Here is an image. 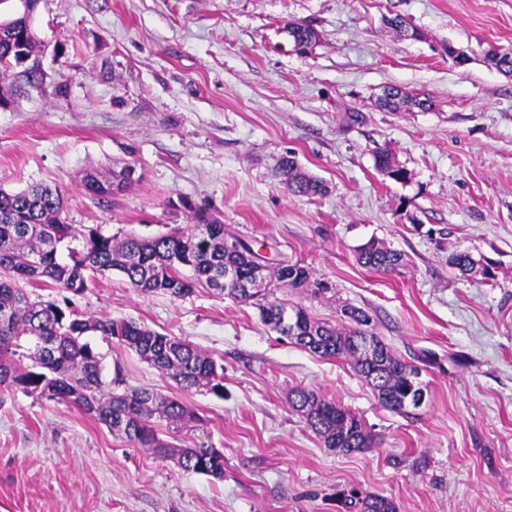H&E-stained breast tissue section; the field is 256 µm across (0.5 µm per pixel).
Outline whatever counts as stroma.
Instances as JSON below:
<instances>
[{
    "mask_svg": "<svg viewBox=\"0 0 512 512\" xmlns=\"http://www.w3.org/2000/svg\"><path fill=\"white\" fill-rule=\"evenodd\" d=\"M396 16L409 33L390 28ZM289 21L319 31L310 54L293 51ZM32 28L36 80H0L1 188L59 187L69 223L120 236L209 207L329 286L276 297L339 326L343 305L363 308L421 368L428 396L393 413L350 364L290 343L252 305L202 286L143 295L107 274L76 298L80 311L144 323L223 365V397L186 394L197 420L159 429L221 450L224 476L184 471L16 391L0 397V512H337L350 487L397 512H512V76L485 58L512 51V0H40ZM391 86L430 109H381ZM381 148L406 181L376 170ZM291 152L328 183L324 196L288 193L280 160ZM129 162L139 179L127 191L85 194V169ZM372 238L405 266H360L355 250ZM459 252L477 273L449 267ZM92 345L105 379L175 393L118 342ZM297 386L356 414L373 448H323L288 404Z\"/></svg>",
    "mask_w": 512,
    "mask_h": 512,
    "instance_id": "35a3bbf8",
    "label": "stroma"
}]
</instances>
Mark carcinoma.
<instances>
[{"mask_svg": "<svg viewBox=\"0 0 512 512\" xmlns=\"http://www.w3.org/2000/svg\"><path fill=\"white\" fill-rule=\"evenodd\" d=\"M9 22L0 30V76L14 71L8 41H26L29 54L36 52L31 17L13 11V0H0V13ZM282 31L293 49L305 55L320 38L311 24L288 22ZM488 62L498 71L512 74V52L495 53ZM392 112L423 108L426 100L391 87L379 99ZM377 169L401 181L406 170L386 152L375 156ZM288 193L298 197L322 196L325 182L299 170L294 155L282 159ZM130 165L103 180L88 172L82 180L85 193L101 199L128 188ZM64 195L57 188L33 185L13 192L0 188V391H21L47 401L74 407L113 434L141 448L170 458L185 471L215 478L224 476V454L215 448H176L159 438L156 420L178 424L196 417L178 396L150 388H112L103 377L102 356L89 337L117 340L160 373L175 381L180 391L205 389L224 397V366L180 337L160 333L143 323L124 318H97L78 312L71 297L83 295L93 280L117 272L141 294L189 295L200 284L232 299L252 304L261 321L291 343L323 358L350 361L356 373L386 409L404 414L417 408L418 394L427 385L418 379V367L398 358L371 330L367 312L345 305L341 312L348 324L333 326L309 315L302 306L286 299H270L272 292L251 293L246 288L224 289V266L236 267L239 279L249 281L252 265L269 264L260 249L224 229L208 210L193 211L192 223L151 237L106 234L102 227L78 228L66 223ZM235 243L229 250L224 242ZM356 261L365 268L394 272L403 255L375 239L356 250ZM448 265L471 274L476 261L467 253L448 257ZM272 282L293 288H309L316 296L328 287L313 277V270L298 261H280L270 267ZM51 285L65 293L64 305L32 296L27 287ZM296 312L297 321H283L284 311ZM290 407L301 414L307 428L328 450L349 455L374 447L362 421L347 408L306 387L292 390ZM342 512H397L393 500L364 494L353 488L338 494Z\"/></svg>", "mask_w": 512, "mask_h": 512, "instance_id": "obj_1", "label": "carcinoma"}]
</instances>
